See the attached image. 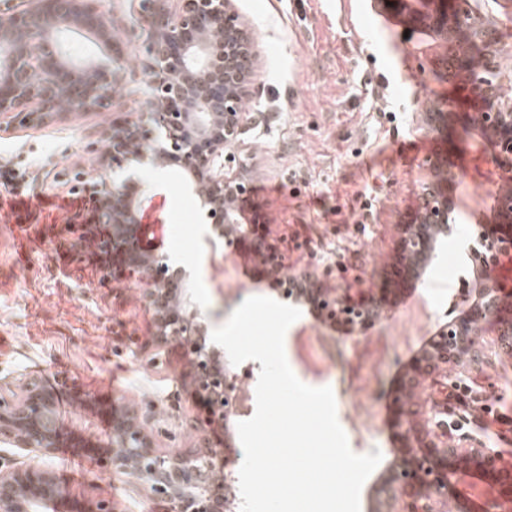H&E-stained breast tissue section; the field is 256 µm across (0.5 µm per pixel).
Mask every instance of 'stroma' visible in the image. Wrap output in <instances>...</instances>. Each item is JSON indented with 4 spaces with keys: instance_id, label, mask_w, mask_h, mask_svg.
Segmentation results:
<instances>
[{
    "instance_id": "35a3bbf8",
    "label": "stroma",
    "mask_w": 512,
    "mask_h": 512,
    "mask_svg": "<svg viewBox=\"0 0 512 512\" xmlns=\"http://www.w3.org/2000/svg\"><path fill=\"white\" fill-rule=\"evenodd\" d=\"M139 0H103L126 65L123 86L100 112H70L35 128L0 125V381L34 376L57 391L63 431L82 440L81 474L62 452L49 464L66 487L67 512H86L102 498L117 512H169L136 479L102 470L110 437L111 400L139 409L159 448L192 447L200 409L190 383L176 385L189 364L167 348L160 366L135 358L131 343L156 344L153 308L135 279L104 278L92 248L69 250L67 225L86 219L90 203L76 185L92 174L111 176L100 161L117 118L149 120L158 109L150 75L141 70L160 26L144 25ZM253 28L260 64L250 87L242 138L251 147L242 173L259 223L285 242V264L324 269L322 290L353 299L378 293L397 249L399 226L420 206L424 161L439 149L464 171L448 194L455 204L457 246L434 259L426 286L390 294V313L361 331L318 322L309 305L286 332L289 365L303 383L331 387L337 417L353 452H381L390 461L400 442L391 429L400 374L438 325L459 313L471 277L461 244L492 224L491 182L468 175L480 146L449 124L443 137L419 131L424 113L465 111L457 82L437 66L442 49L432 34L409 28L403 15L374 0H236ZM141 169L138 193L153 214L145 244L191 274L196 300L211 326L225 323L241 300L277 292L244 248L212 258L203 215L176 166ZM492 325L461 374L473 383L449 416L473 443L512 465V355L494 351Z\"/></svg>"
}]
</instances>
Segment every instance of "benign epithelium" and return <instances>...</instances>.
Wrapping results in <instances>:
<instances>
[{"label": "benign epithelium", "mask_w": 512, "mask_h": 512, "mask_svg": "<svg viewBox=\"0 0 512 512\" xmlns=\"http://www.w3.org/2000/svg\"><path fill=\"white\" fill-rule=\"evenodd\" d=\"M406 12V21L445 41L439 57L445 70L463 72L462 90L472 112L462 116L467 128L481 133L491 149L485 161L499 168L512 166V99L502 89L512 86V68L495 58L512 55L498 35L472 14L470 0H378ZM164 22L161 44H151L142 69L151 73L155 58L170 72L164 83H152L160 102L155 127L163 131L158 144L140 124L112 123V137L103 159L118 167L174 164L191 182L210 224L212 247L248 244L263 257V267L279 296L295 305L309 304L326 321L368 327L388 314L384 296L355 302L339 292L316 288L323 272L316 267L290 269L274 244L260 235V225L238 222L237 204L249 192L244 175H229L226 167L246 151L241 140L243 106L256 74L260 50L234 0H173ZM65 32L88 35L101 49L89 61L74 59L64 48ZM124 66L114 56L112 25L101 11V0H28L19 14L0 11V118L37 126L66 112H100L109 107L108 89L120 87ZM448 128V113L427 112L421 129L439 136ZM432 172L446 168L420 186V209L399 226L398 251L389 284L398 289L431 266L453 233L454 204L448 183L458 177L448 155L426 159ZM78 189L94 201L92 223L75 224L78 240L93 238L106 256L105 271H124L145 285L143 297L154 309L158 336L152 362L161 348L178 346L191 367L193 393L206 415L196 418L201 433L191 448L163 451L136 408L113 401L112 443L102 454L106 471L135 477L152 497L168 501L170 512H226L223 452L211 441L208 428L226 427L236 416L237 374L224 360V350L208 334L209 316L194 299L186 271L166 255L143 246V202L129 183L89 176ZM498 224L481 231L467 250L469 267L479 287L465 299L466 309L439 325L427 347L402 375L394 428L402 447L412 449L385 471L380 495L384 512H448L449 475L473 471L489 484L494 498L482 512H512V466L501 463L491 448H475L469 438L448 430L441 416L447 406L425 393L428 384L462 373L475 337L487 321L499 324L492 344L512 350V301L500 285L484 278L491 263L509 255L512 247V188L497 197ZM57 395L35 377L12 387L0 384V442L23 455L46 460L61 446L56 420ZM67 497L56 473L44 465L0 466V512H51Z\"/></svg>", "instance_id": "obj_1"}]
</instances>
